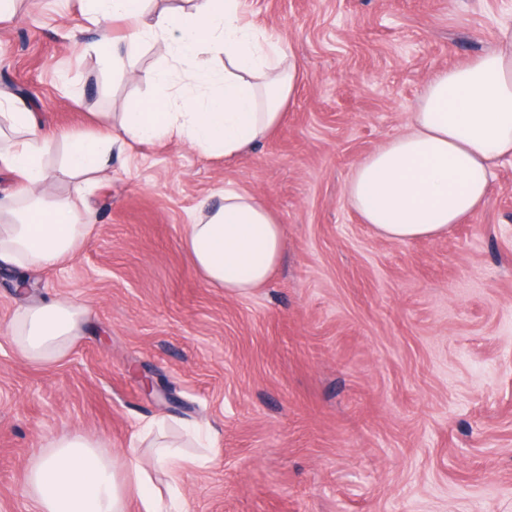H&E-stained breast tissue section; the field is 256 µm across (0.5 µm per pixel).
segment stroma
Segmentation results:
<instances>
[{
    "instance_id": "1",
    "label": "stroma",
    "mask_w": 512,
    "mask_h": 512,
    "mask_svg": "<svg viewBox=\"0 0 512 512\" xmlns=\"http://www.w3.org/2000/svg\"><path fill=\"white\" fill-rule=\"evenodd\" d=\"M301 67L280 128L224 160L166 140L128 148L86 186L83 248L27 269L32 299L85 311L60 363L21 358L0 262V512H37L31 457L79 431L119 462L147 424L187 463L190 512H512V163L438 240L376 236L348 206L352 167L403 132L428 78L497 43L512 0H242ZM83 0L0 16V89L66 140L161 95L143 42L123 74L92 48ZM237 187L284 226L267 284L226 295L193 270L182 226ZM170 389L165 403L142 377Z\"/></svg>"
}]
</instances>
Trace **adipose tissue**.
Wrapping results in <instances>:
<instances>
[{"label":"adipose tissue","mask_w":512,"mask_h":512,"mask_svg":"<svg viewBox=\"0 0 512 512\" xmlns=\"http://www.w3.org/2000/svg\"><path fill=\"white\" fill-rule=\"evenodd\" d=\"M105 18L125 21L130 34L118 44L107 27L98 46L119 66L143 41L165 45L168 63L145 72L163 87L161 96L130 102L118 126L73 140L62 170L73 178L100 176L113 151L162 139L183 141L207 156L233 158L253 150L281 124L295 95L299 69L290 49L260 36L243 22L239 0H192L189 9L152 13L145 0H89ZM223 55L224 66L206 64ZM19 139L0 149V168L14 187L0 196V261L51 266L86 242L83 211L48 196L47 157L58 146L31 112H1L0 125ZM512 157V27L500 30L492 50L432 74L410 127L354 164L344 188L348 205L380 237L440 239L485 204L499 163ZM194 270L229 295L266 284L285 248L284 228L255 194L225 189L222 200L202 201L182 229ZM85 312L65 297L22 307L11 341L26 359L53 364L64 359L82 334ZM179 455L157 450L152 466L120 471L80 432L67 434L34 458L25 495L39 512H189L166 500L155 470L176 472Z\"/></svg>","instance_id":"1"}]
</instances>
